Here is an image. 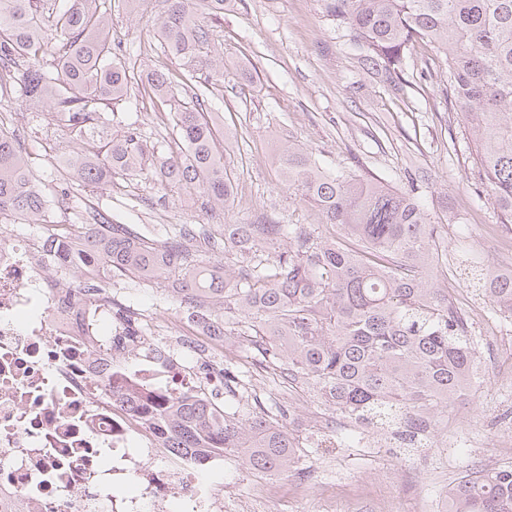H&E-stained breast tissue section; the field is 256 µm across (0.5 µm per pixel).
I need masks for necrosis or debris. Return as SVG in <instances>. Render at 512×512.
I'll list each match as a JSON object with an SVG mask.
<instances>
[{"label":"necrosis or debris","instance_id":"necrosis-or-debris-1","mask_svg":"<svg viewBox=\"0 0 512 512\" xmlns=\"http://www.w3.org/2000/svg\"><path fill=\"white\" fill-rule=\"evenodd\" d=\"M40 236L0 233V512H173L196 469L116 401L193 389L186 366L118 360L101 324L58 306Z\"/></svg>","mask_w":512,"mask_h":512}]
</instances>
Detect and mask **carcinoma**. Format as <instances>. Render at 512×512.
<instances>
[{
    "label": "carcinoma",
    "instance_id": "cac0c4a2",
    "mask_svg": "<svg viewBox=\"0 0 512 512\" xmlns=\"http://www.w3.org/2000/svg\"><path fill=\"white\" fill-rule=\"evenodd\" d=\"M155 23L165 56L179 70L136 72L112 48V0H0V89L16 83L29 106L46 108L75 147L60 179L83 187L112 186V177L149 170L160 186L202 194L227 207L231 170L216 150L224 125L207 111L210 84L224 77L215 28L224 0H170ZM336 29L360 49L362 65L401 91L410 48L431 45L448 69V97L467 122L476 175L503 224H512V0H326ZM51 57V63L44 58ZM147 84L170 109L179 155L155 154L147 135H112L114 105L133 82ZM191 101L175 99L177 89ZM279 173L295 196L314 207L312 224H173L155 242L102 209L84 223L53 228L52 213L70 194L42 188L20 138L0 127V218H21L44 231L55 266L77 279L114 277L147 285L172 279V298L199 313L208 335L236 333L256 362L316 388L336 415L367 425L403 424L413 440L430 433L437 412L474 382L477 341L468 320L433 282L448 266V245L421 204L367 173L324 169L288 143ZM224 248L237 267L204 262L197 242ZM495 311L512 318V273L481 274ZM123 326L118 342H140V313L112 303ZM216 390L198 388L162 401L148 421L162 447L204 462L217 452L244 455L253 469L296 468L299 439L266 413L242 421L224 411ZM447 512H512V464L476 469L448 490Z\"/></svg>",
    "mask_w": 512,
    "mask_h": 512
}]
</instances>
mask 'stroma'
I'll list each match as a JSON object with an SVG mask.
<instances>
[{
  "mask_svg": "<svg viewBox=\"0 0 512 512\" xmlns=\"http://www.w3.org/2000/svg\"><path fill=\"white\" fill-rule=\"evenodd\" d=\"M167 0H140L137 12L112 10V43L127 50L135 66L165 65L154 24ZM216 34L224 48V78L216 82L208 109L221 113L228 143L221 155L237 194L225 213L206 211L201 198L163 189L154 179L114 177L111 187H74L71 209L55 221L76 222L95 207H109L113 220L143 230L163 224H317L314 208L290 194L279 178L278 157L290 141L313 152L330 171L362 170L388 186L412 194L432 219L449 216L448 283L455 309L477 307L474 322L480 364L494 373L472 400L444 410L431 435L410 445L391 428H369L352 445L340 441L347 420L336 416L315 390L300 388V403L276 367L253 365L242 356L241 341L228 336L221 360L236 362L246 374L245 393H221L225 411L244 416L254 410L287 407L304 456L297 469L282 474L254 470L242 455L205 468L200 477L224 497V512L251 501L257 485H280L283 498L263 501L260 512H433L445 492L471 469H490L512 458V319L500 318L488 297H473L459 280L457 256L467 251L471 265L488 269L489 239L512 241V227L474 178V146L465 120L451 105L444 63L430 45L410 51L402 94L362 68L358 49L337 30L325 0H225L224 22ZM115 110L134 122L156 145L173 148L172 127L163 105L132 84ZM0 123L21 133L25 152L47 191L57 186L69 138L50 114L30 109L11 93L0 94ZM115 300L133 304L156 323L183 320L167 280L151 285H113Z\"/></svg>",
  "mask_w": 512,
  "mask_h": 512,
  "instance_id": "1",
  "label": "stroma"
}]
</instances>
